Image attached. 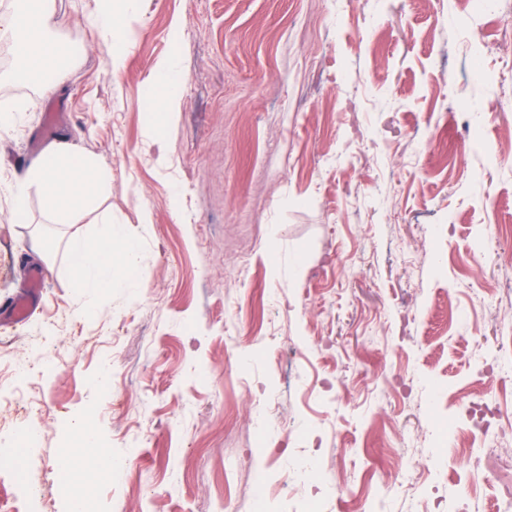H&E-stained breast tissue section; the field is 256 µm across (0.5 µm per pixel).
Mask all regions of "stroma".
Segmentation results:
<instances>
[{"instance_id":"obj_1","label":"stroma","mask_w":512,"mask_h":512,"mask_svg":"<svg viewBox=\"0 0 512 512\" xmlns=\"http://www.w3.org/2000/svg\"><path fill=\"white\" fill-rule=\"evenodd\" d=\"M55 9L65 82L0 71V303L45 277L0 328V371L20 336L54 361L30 409L0 404V459L40 431L27 486L0 470V512H498L512 467L469 407L495 401L511 450L490 366L512 356V0H142L118 74L96 0ZM175 46L159 145L151 77ZM50 112L110 170L100 209L138 241L141 287H76L61 237L39 259L37 190L9 223ZM271 395L285 430L257 414ZM79 419L135 471L64 477ZM44 280L37 269H31L27 286L9 303L1 305L2 324L17 325L22 323L30 309L39 302Z\"/></svg>"}]
</instances>
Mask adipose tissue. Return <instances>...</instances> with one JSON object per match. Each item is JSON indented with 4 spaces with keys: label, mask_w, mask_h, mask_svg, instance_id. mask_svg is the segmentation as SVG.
<instances>
[{
    "label": "adipose tissue",
    "mask_w": 512,
    "mask_h": 512,
    "mask_svg": "<svg viewBox=\"0 0 512 512\" xmlns=\"http://www.w3.org/2000/svg\"><path fill=\"white\" fill-rule=\"evenodd\" d=\"M99 11L94 24L111 50L112 69L120 71L127 44L125 22L140 9L141 0H98ZM58 20L54 0H16L13 8L0 13V42L11 45L27 65V76L40 82L47 63L56 53L51 32ZM178 53L161 61L152 81L158 93L153 102L157 139H164L181 105L182 73ZM110 186V175L92 158L77 152L67 141L55 143L24 178L11 186L14 199L12 223L28 219L30 188L40 192L45 212L55 224L73 223L77 214L96 211ZM69 266L77 287L92 292L115 288H137L140 279V248L124 228L107 224L96 237L71 234L67 240ZM76 451L91 457L100 476L110 479L123 471L125 459L113 456L111 449L97 445L92 429L76 422Z\"/></svg>",
    "instance_id": "1"
}]
</instances>
